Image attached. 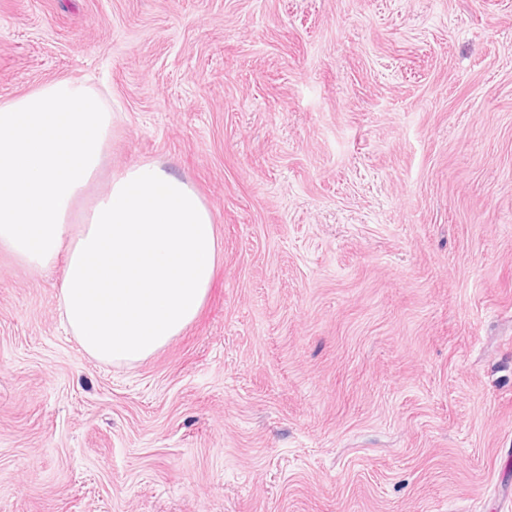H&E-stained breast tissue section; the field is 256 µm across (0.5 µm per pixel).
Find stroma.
I'll return each instance as SVG.
<instances>
[{
  "mask_svg": "<svg viewBox=\"0 0 512 512\" xmlns=\"http://www.w3.org/2000/svg\"><path fill=\"white\" fill-rule=\"evenodd\" d=\"M114 115L220 253L135 364L0 250V512H512V0H0V103Z\"/></svg>",
  "mask_w": 512,
  "mask_h": 512,
  "instance_id": "obj_1",
  "label": "stroma"
}]
</instances>
